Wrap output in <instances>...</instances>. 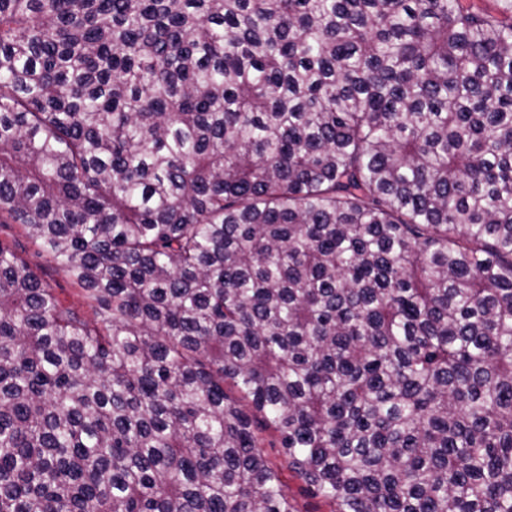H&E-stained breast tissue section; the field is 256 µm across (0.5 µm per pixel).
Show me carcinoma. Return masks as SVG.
<instances>
[{
    "mask_svg": "<svg viewBox=\"0 0 512 512\" xmlns=\"http://www.w3.org/2000/svg\"><path fill=\"white\" fill-rule=\"evenodd\" d=\"M0 512H512V0H0ZM0 240L20 256L41 263V260L36 258L37 245L17 225L0 228ZM38 274L68 305L77 309L82 315L91 317V309L84 292L73 285L60 269L44 264L38 270ZM273 465L280 471L284 490L298 512H329L331 507L322 499L312 496L305 483L293 471L288 469V462L279 452V448H265Z\"/></svg>",
    "mask_w": 512,
    "mask_h": 512,
    "instance_id": "cac0c4a2",
    "label": "carcinoma"
}]
</instances>
